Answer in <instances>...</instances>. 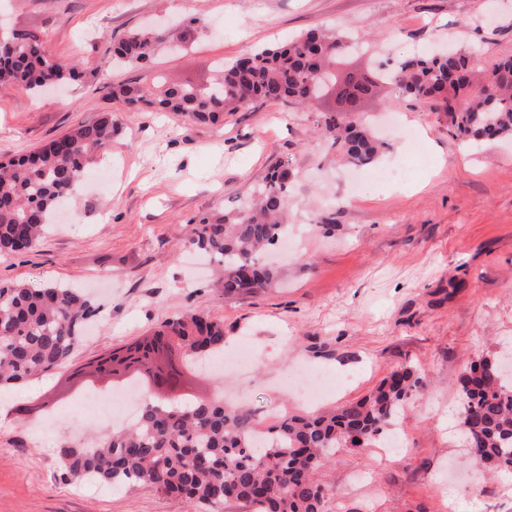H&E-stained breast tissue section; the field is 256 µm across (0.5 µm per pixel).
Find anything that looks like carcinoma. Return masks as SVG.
Instances as JSON below:
<instances>
[{"label":"carcinoma","mask_w":512,"mask_h":512,"mask_svg":"<svg viewBox=\"0 0 512 512\" xmlns=\"http://www.w3.org/2000/svg\"><path fill=\"white\" fill-rule=\"evenodd\" d=\"M154 33L137 29L106 47L108 61L146 66L156 55ZM342 39L311 29L283 45L266 46L216 70L213 83L200 88L165 81L157 87L137 82L112 85V97L156 112H179L201 124H217L224 113L256 103L303 105L313 96L342 88L375 96L389 81L402 94L430 104L448 122V135L469 141L512 138V57L483 66L462 49L415 55L388 76L358 81L336 73ZM82 72L47 58L37 35L12 33L0 39V89L23 84L33 92L76 82ZM331 145L350 166L369 167L383 144L364 122L345 124L333 111L320 123ZM112 115L80 125L28 156L0 160V252L34 246L59 202L80 184L89 166L112 148ZM289 171L273 167L243 210L204 216L187 242L224 267L217 283L226 295H251L278 278L262 254L288 234ZM98 308L78 289L62 285L33 288L0 285V386L10 387L66 365L84 325ZM168 336L184 355L181 380L198 362L224 350V323L202 308L188 310L155 331ZM170 356L157 345L133 360L149 370ZM497 362L485 359L459 380L463 399L461 439L476 462L493 473L512 475V377H497ZM425 388L411 367L398 366L370 394L331 412L283 414L268 425L248 410L221 399L194 395L172 398L145 390L138 418L103 435L94 448L60 442L61 477L79 483L90 477L115 487H147L224 512L239 502L253 512H325L321 475L339 448H366L394 425L405 403ZM265 452H252L259 436Z\"/></svg>","instance_id":"1"}]
</instances>
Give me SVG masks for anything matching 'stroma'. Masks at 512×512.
<instances>
[{"mask_svg": "<svg viewBox=\"0 0 512 512\" xmlns=\"http://www.w3.org/2000/svg\"><path fill=\"white\" fill-rule=\"evenodd\" d=\"M200 12L210 27L189 32L178 50L161 39L153 67L106 64V44L142 23ZM0 23L36 33L50 58L84 69L80 83L50 95L0 92V159L106 112L115 121L112 150L95 162L111 168L110 185L87 172L32 250L0 253V284L73 286L99 308L68 366L0 390V512H202L144 487L64 482L56 450L61 436L86 442L111 426L94 419L77 432L67 424L82 397L65 388L71 370L196 307L223 321L225 353L245 336L255 349L245 379L204 374L206 393L236 395L262 421L308 411L281 388L302 364L346 377L322 409L369 394L400 365L424 377L400 418L405 453L382 441L338 449L324 475L326 512H512V477L470 483L475 461L456 440L464 362L512 343V139L449 137L427 104L400 100L385 84L363 117L388 147L353 191L350 166L318 131L332 96L228 112L214 126L112 98L113 85L127 81L207 86L217 61L311 28L336 32L346 70L359 74L447 43L490 64L512 55V0H0ZM279 162L291 173L288 235L299 248L278 251L280 277L263 292H217L222 268L187 265L182 240L200 217L241 210ZM404 163L406 183L374 174ZM348 190L353 200L338 202ZM42 398L55 408L18 418V408Z\"/></svg>", "mask_w": 512, "mask_h": 512, "instance_id": "obj_1", "label": "stroma"}]
</instances>
